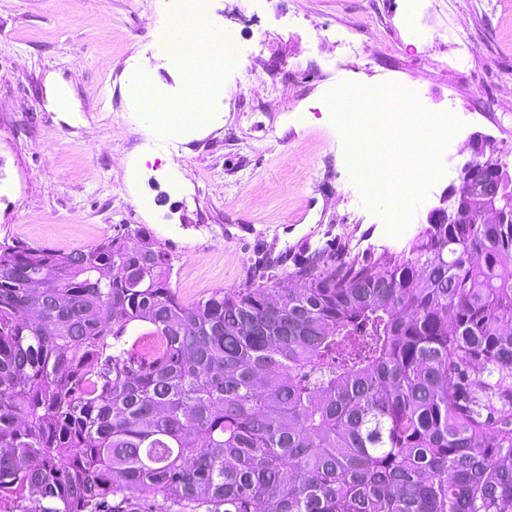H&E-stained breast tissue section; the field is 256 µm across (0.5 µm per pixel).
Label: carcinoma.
Listing matches in <instances>:
<instances>
[{
  "label": "carcinoma",
  "instance_id": "obj_1",
  "mask_svg": "<svg viewBox=\"0 0 512 512\" xmlns=\"http://www.w3.org/2000/svg\"><path fill=\"white\" fill-rule=\"evenodd\" d=\"M292 262L186 304L142 229L0 245V512H501L512 223Z\"/></svg>",
  "mask_w": 512,
  "mask_h": 512
}]
</instances>
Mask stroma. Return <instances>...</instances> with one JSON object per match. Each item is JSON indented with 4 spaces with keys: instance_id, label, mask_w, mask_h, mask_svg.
Listing matches in <instances>:
<instances>
[{
    "instance_id": "35a3bbf8",
    "label": "stroma",
    "mask_w": 512,
    "mask_h": 512,
    "mask_svg": "<svg viewBox=\"0 0 512 512\" xmlns=\"http://www.w3.org/2000/svg\"><path fill=\"white\" fill-rule=\"evenodd\" d=\"M171 0H0V244L68 252L144 229L191 303L247 284L259 260L333 242L400 252L464 161L473 134L512 169V0H205L204 24L235 42L214 67L208 124L160 133L129 95L192 93L163 43ZM478 48L453 62L455 41ZM397 85L459 129L440 175L396 236L349 170L325 96Z\"/></svg>"
}]
</instances>
